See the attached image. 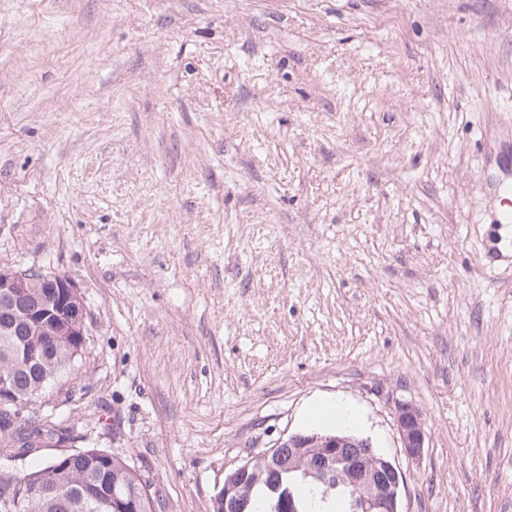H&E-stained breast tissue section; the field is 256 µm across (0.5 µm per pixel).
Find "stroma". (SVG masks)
<instances>
[{"instance_id": "obj_1", "label": "stroma", "mask_w": 512, "mask_h": 512, "mask_svg": "<svg viewBox=\"0 0 512 512\" xmlns=\"http://www.w3.org/2000/svg\"><path fill=\"white\" fill-rule=\"evenodd\" d=\"M508 154L512 0H0V270L87 308L35 410L157 512H212L322 400L402 512H512ZM306 417L309 423L318 426L335 424L340 427H352L360 423L356 413L350 407L331 401H325L310 408ZM395 414L402 448L409 458L418 460L424 452L426 439L421 412L411 403L398 402Z\"/></svg>"}]
</instances>
